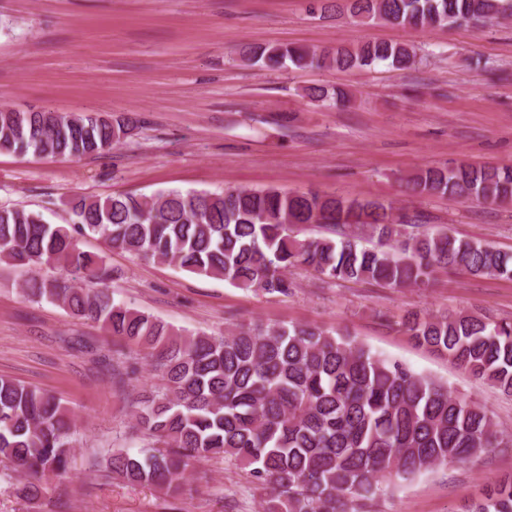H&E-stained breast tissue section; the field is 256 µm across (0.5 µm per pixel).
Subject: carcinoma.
<instances>
[{
  "label": "carcinoma",
  "mask_w": 512,
  "mask_h": 512,
  "mask_svg": "<svg viewBox=\"0 0 512 512\" xmlns=\"http://www.w3.org/2000/svg\"><path fill=\"white\" fill-rule=\"evenodd\" d=\"M363 22L413 29L512 17V0H349ZM249 60L275 69L291 63L355 70L416 63L415 49L365 43L320 54L258 45ZM128 117L93 112L0 109V149L80 159L132 137ZM412 195H450L463 203L512 201V168L450 166L405 179ZM69 226L47 223L25 206L0 207V264L57 267L26 280L22 295L102 323L161 372L163 387L138 401L135 428L147 440L117 449L96 465L132 483L180 495L196 461L220 455L270 487L267 512H366L399 480L461 464L507 447L487 411L448 387L387 360L351 336L307 324L240 325L222 333H177L112 297L114 271L103 253L80 248L93 237L108 249L153 259L187 273L222 279L262 294H288V271L305 266L330 281L417 287L448 268L512 280V255L446 232L412 231L393 201L348 199L313 191L171 189L150 196H74ZM329 234L301 238L295 226ZM377 240L360 246V235ZM402 325L418 346L512 395V322L471 314H408ZM76 424L50 393L0 376V462L14 467L17 491L41 499L44 482L67 474ZM466 512H512V475L491 484Z\"/></svg>",
  "instance_id": "obj_1"
}]
</instances>
